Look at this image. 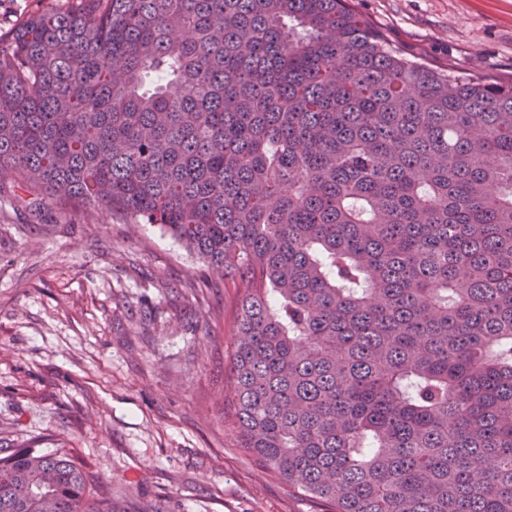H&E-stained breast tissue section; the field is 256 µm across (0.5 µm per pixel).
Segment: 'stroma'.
Here are the masks:
<instances>
[{"mask_svg":"<svg viewBox=\"0 0 512 512\" xmlns=\"http://www.w3.org/2000/svg\"><path fill=\"white\" fill-rule=\"evenodd\" d=\"M392 49L512 75V0H352ZM0 178V451L75 449L115 512H322L224 423L236 282L157 225L39 218Z\"/></svg>","mask_w":512,"mask_h":512,"instance_id":"stroma-1","label":"stroma"}]
</instances>
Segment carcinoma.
<instances>
[{
    "instance_id": "obj_1",
    "label": "carcinoma",
    "mask_w": 512,
    "mask_h": 512,
    "mask_svg": "<svg viewBox=\"0 0 512 512\" xmlns=\"http://www.w3.org/2000/svg\"><path fill=\"white\" fill-rule=\"evenodd\" d=\"M239 279L238 445L329 512H512V79L351 0H52L0 30V175ZM0 512H112L75 450Z\"/></svg>"
}]
</instances>
